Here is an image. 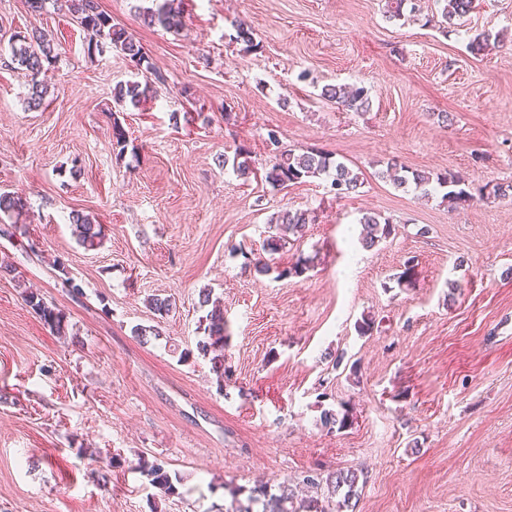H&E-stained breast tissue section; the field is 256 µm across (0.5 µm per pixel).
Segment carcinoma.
<instances>
[{"label": "carcinoma", "instance_id": "carcinoma-1", "mask_svg": "<svg viewBox=\"0 0 512 512\" xmlns=\"http://www.w3.org/2000/svg\"><path fill=\"white\" fill-rule=\"evenodd\" d=\"M72 11L80 20V25L109 40V44L119 49L138 69L149 72L154 80H128L117 84L114 90V103L124 108L128 105L136 108L154 94V85L163 84L165 76L157 71L143 51L142 46L125 29L112 24V19L100 10L98 0H69ZM441 3V22L451 25L455 19L467 16L473 8V0H439ZM385 14L390 19L409 18L419 15L417 0H385ZM147 23L159 25L168 31H177L182 25V12L175 0H163L154 10L147 11ZM232 39L245 44V49L254 50L253 26L239 23L235 26ZM11 60L19 67L26 69L32 76V91L29 104L33 108L42 105L45 91L38 80L44 64L51 63L55 58L54 44L51 35L40 33H14L9 39ZM321 96L349 111H365L370 106L368 91L363 86L347 87L345 85H326ZM266 145L272 154L270 166L265 172V182L272 189H282L291 183H298L304 178L326 176L330 180L331 189L338 198L358 192L363 181L360 174L353 171L345 163L334 161L329 155L319 151L297 153L291 149H281L279 131L269 129L266 133ZM224 165L231 166L240 178L247 179L253 174L254 160L251 152L244 146L236 147L233 156H224ZM380 177L392 183L394 188L403 191L411 188L421 198H430L439 190H444L442 201L448 203V209L473 200V195L464 188L465 180L454 174L433 175L428 172L409 170L402 166L389 164L380 172ZM28 211V202L22 196L0 192V237L12 238L20 229V219ZM314 221L308 210L283 209L271 216L268 221L269 235L263 240L261 250L273 255L285 248L288 235L300 234L306 225ZM72 223L77 225L79 242L87 251L99 248L104 234L101 225L93 223L87 216L75 213ZM362 226L360 243L370 249L386 240L392 232V221L375 213H366L359 220ZM53 268L56 277L71 288L75 295L82 294L79 285L69 276L65 260H54ZM25 303L37 314L56 335L68 334V324L64 313L48 305L43 297L33 291H24ZM199 304L207 308L205 315L204 336L197 342V350L209 359L212 371L217 376L219 387H224V307L212 293L204 289L199 294ZM137 468L151 478L165 494L176 492L171 477L158 464H150L139 460ZM306 482L322 490V497L297 500L292 486H278L277 492L259 485L249 491L247 503L238 499L239 491H231L232 507L227 512H254V506H262L261 512H336V509L348 508L352 500L359 498V474L355 470L336 471L325 477H306Z\"/></svg>", "mask_w": 512, "mask_h": 512}]
</instances>
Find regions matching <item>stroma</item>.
<instances>
[{
    "instance_id": "1",
    "label": "stroma",
    "mask_w": 512,
    "mask_h": 512,
    "mask_svg": "<svg viewBox=\"0 0 512 512\" xmlns=\"http://www.w3.org/2000/svg\"><path fill=\"white\" fill-rule=\"evenodd\" d=\"M166 81L137 108L114 106L134 79L113 47L88 52L67 6L0 0V192L26 198L21 234L0 238V512H223L231 488L362 471L354 512H512V0H476L458 29L432 16L390 21L384 0H183L179 33L144 25L154 0H99ZM255 28L257 50L231 36ZM52 34L41 107L9 37ZM505 33L478 55L477 34ZM327 84L369 91L338 109ZM448 124H441V115ZM128 133L112 151V124ZM285 148L332 154L364 184L336 198L328 179L275 191L267 129ZM255 170L225 167L236 147ZM462 176L473 201L449 209L378 176L387 162ZM313 213L302 236L244 266L270 216ZM103 228L77 242L71 213ZM390 218L366 250L359 218ZM301 277H285L298 257ZM68 263L82 297L51 270ZM62 309L67 335L24 288ZM224 303L217 385L198 355L199 292ZM171 299L159 315L152 297ZM371 317L370 335L356 321ZM153 326L141 343L135 326ZM350 411L346 428L323 409ZM179 476L165 495L138 459ZM23 293L25 303L56 335L64 336L68 334L66 316L60 309L48 305L37 292L25 290Z\"/></svg>"
}]
</instances>
